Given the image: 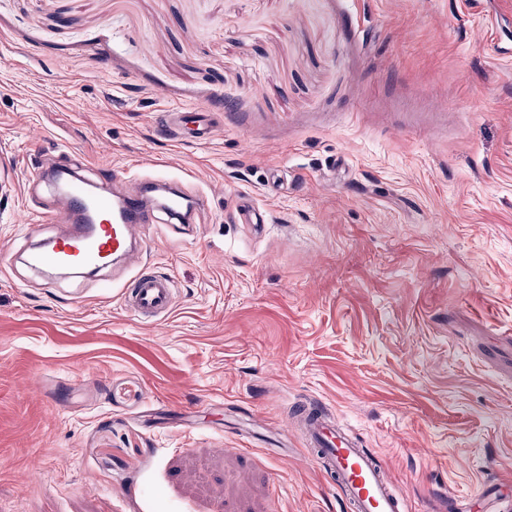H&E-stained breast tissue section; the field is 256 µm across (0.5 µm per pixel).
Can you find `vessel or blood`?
Returning a JSON list of instances; mask_svg holds the SVG:
<instances>
[{"label":"vessel or blood","instance_id":"vessel-or-blood-1","mask_svg":"<svg viewBox=\"0 0 512 512\" xmlns=\"http://www.w3.org/2000/svg\"><path fill=\"white\" fill-rule=\"evenodd\" d=\"M194 120L196 137L211 135L213 122L208 108L171 109L164 121L178 132L187 120ZM66 182L54 193L57 211L69 213L72 227L31 251L29 264L45 271L57 268L98 269L112 258L128 252L143 225L154 223L153 210L146 204L147 192L123 189L122 175H110L109 195L89 197L87 184L69 164L58 168ZM127 310L136 318H160L175 304L173 282L157 272H138L124 294ZM298 422L305 447L315 449L317 462L332 475L353 512H405L379 461L351 438L342 424L320 410L302 407Z\"/></svg>","mask_w":512,"mask_h":512}]
</instances>
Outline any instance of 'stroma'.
<instances>
[{
    "instance_id": "35a3bbf8",
    "label": "stroma",
    "mask_w": 512,
    "mask_h": 512,
    "mask_svg": "<svg viewBox=\"0 0 512 512\" xmlns=\"http://www.w3.org/2000/svg\"><path fill=\"white\" fill-rule=\"evenodd\" d=\"M475 2L0 0V512H351L300 405L409 512H512V0ZM61 158L208 203L51 277L19 216ZM164 112H166L164 114V121L172 133L177 134L182 129L183 124L187 126L189 123L195 124L193 129L195 138L210 136L213 133L212 112L208 110V107H200L194 110L171 109ZM200 116L202 118L199 120L187 121L199 118ZM127 310L136 318H161L175 304V293L170 276L144 270L132 280L130 289L124 294Z\"/></svg>"
}]
</instances>
